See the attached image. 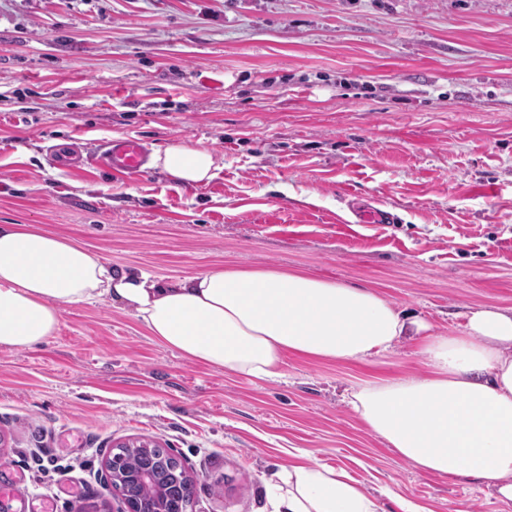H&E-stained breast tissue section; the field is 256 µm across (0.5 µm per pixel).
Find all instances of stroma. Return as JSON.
I'll return each mask as SVG.
<instances>
[{"mask_svg":"<svg viewBox=\"0 0 512 512\" xmlns=\"http://www.w3.org/2000/svg\"><path fill=\"white\" fill-rule=\"evenodd\" d=\"M132 135L207 148L210 182L57 163ZM378 208L389 223L360 224ZM0 224L175 281L279 268L373 288L435 331L512 309V0H0ZM286 382L190 361L104 299L0 348V512H117L113 446L169 448L194 512H258L280 467L347 472L380 512H512L370 434L351 385L425 376L285 354Z\"/></svg>","mask_w":512,"mask_h":512,"instance_id":"35a3bbf8","label":"stroma"}]
</instances>
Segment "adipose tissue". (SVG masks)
Wrapping results in <instances>:
<instances>
[{
  "instance_id": "adipose-tissue-1",
  "label": "adipose tissue",
  "mask_w": 512,
  "mask_h": 512,
  "mask_svg": "<svg viewBox=\"0 0 512 512\" xmlns=\"http://www.w3.org/2000/svg\"><path fill=\"white\" fill-rule=\"evenodd\" d=\"M152 164L178 184L208 183L218 168L212 152L183 141L156 150ZM104 298L183 357L265 380L282 378L288 352L371 363L417 340L427 377L359 383L345 402L422 471L470 477L512 501V309H472L460 333H441L370 288L224 267L164 284L37 225L0 224V347L33 348L58 330L60 306ZM264 497L266 512H378L357 481L319 464L274 474Z\"/></svg>"
}]
</instances>
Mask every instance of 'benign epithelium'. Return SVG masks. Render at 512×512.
<instances>
[{"label":"benign epithelium","instance_id":"benign-epithelium-1","mask_svg":"<svg viewBox=\"0 0 512 512\" xmlns=\"http://www.w3.org/2000/svg\"><path fill=\"white\" fill-rule=\"evenodd\" d=\"M152 444L144 440H136L117 446V452L107 460L106 469L110 475L112 495L118 497L124 505L120 512H143L142 502L137 494L136 486L146 480L157 481L166 487L167 497L177 495L178 478L186 476V471L180 460L168 455L167 459L157 462L150 459L145 467L136 475L122 474V459L125 454L135 450L148 451Z\"/></svg>","mask_w":512,"mask_h":512}]
</instances>
